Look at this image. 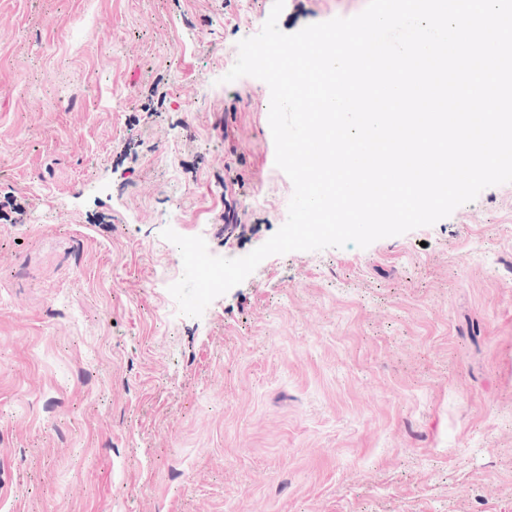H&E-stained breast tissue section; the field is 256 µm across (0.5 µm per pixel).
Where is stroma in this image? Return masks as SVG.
<instances>
[{"mask_svg": "<svg viewBox=\"0 0 512 512\" xmlns=\"http://www.w3.org/2000/svg\"><path fill=\"white\" fill-rule=\"evenodd\" d=\"M272 4L0 0V512H512V183L168 291L171 209L227 258L287 219L270 90L221 81Z\"/></svg>", "mask_w": 512, "mask_h": 512, "instance_id": "stroma-1", "label": "stroma"}]
</instances>
